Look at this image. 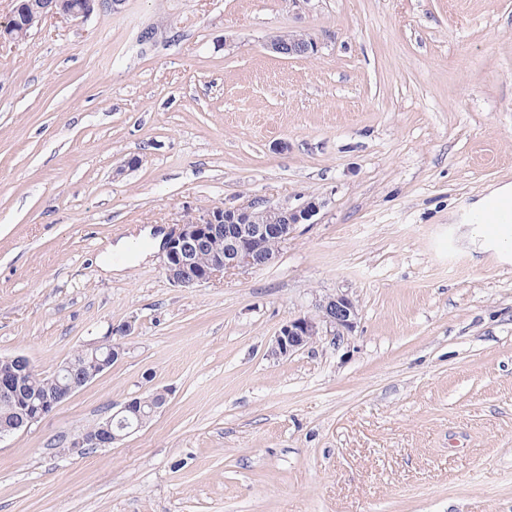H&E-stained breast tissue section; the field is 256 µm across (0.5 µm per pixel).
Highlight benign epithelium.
<instances>
[{"label": "benign epithelium", "mask_w": 512, "mask_h": 512, "mask_svg": "<svg viewBox=\"0 0 512 512\" xmlns=\"http://www.w3.org/2000/svg\"><path fill=\"white\" fill-rule=\"evenodd\" d=\"M16 2L11 17L0 25V43L14 41L16 33L39 24L48 15L70 20L84 18L93 12L96 0H84L77 7L71 0H41L37 7L33 6L34 0ZM317 48V41L310 36L277 35L267 44L270 52L285 59L309 57ZM320 207V202L311 199L294 209L253 201L240 207L189 211L164 243L166 276L174 285L189 288L227 272L267 266L275 259L269 244L288 241L296 226L309 222ZM204 252L210 262L201 265L198 260ZM357 318V306L348 295L327 296L318 301L315 314H303L283 324L269 354L284 358L326 332L343 337L353 331ZM130 331L129 324L112 330L103 341L80 350V364L67 360L47 375V382L54 383V387L41 393L39 409L35 411L26 403L25 387L36 370L24 355L1 356L0 402L13 407L14 412L0 425V439L30 428L109 369L124 352L120 338ZM168 397V390L156 389L150 398L137 396L125 401L111 416L74 435L68 452L81 455L89 448H108L120 442L159 413Z\"/></svg>", "instance_id": "benign-epithelium-1"}]
</instances>
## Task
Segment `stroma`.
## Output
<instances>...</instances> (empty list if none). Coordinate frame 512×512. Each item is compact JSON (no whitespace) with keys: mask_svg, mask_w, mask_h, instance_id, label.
Here are the masks:
<instances>
[{"mask_svg":"<svg viewBox=\"0 0 512 512\" xmlns=\"http://www.w3.org/2000/svg\"><path fill=\"white\" fill-rule=\"evenodd\" d=\"M291 31L317 52L267 50ZM498 180L512 0H123L0 44V355L48 374L131 326L0 440V512H512V257L448 221ZM312 198L264 268L103 269L185 210ZM337 293L348 336L269 356ZM155 388L146 426L67 453Z\"/></svg>","mask_w":512,"mask_h":512,"instance_id":"obj_1","label":"stroma"}]
</instances>
